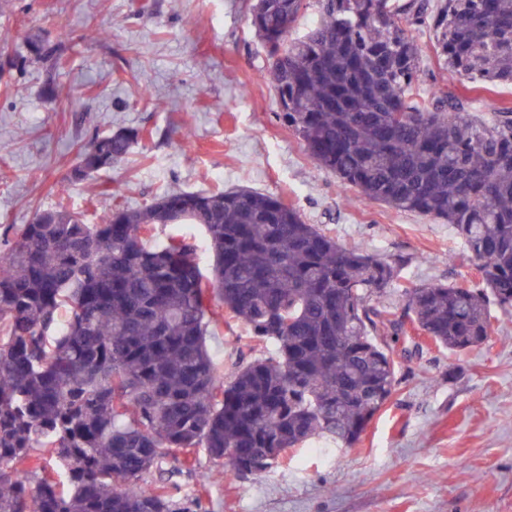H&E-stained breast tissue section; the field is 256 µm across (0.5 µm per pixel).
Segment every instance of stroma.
<instances>
[{"label": "stroma", "mask_w": 512, "mask_h": 512, "mask_svg": "<svg viewBox=\"0 0 512 512\" xmlns=\"http://www.w3.org/2000/svg\"><path fill=\"white\" fill-rule=\"evenodd\" d=\"M251 0H0V224L29 223L36 210L136 208L168 189L250 188L283 197L343 246L404 259L403 279L474 280L475 262L447 225L379 203L346 201L278 117L267 55L248 21ZM107 39L83 41L87 22ZM72 38L52 69L31 59L29 38ZM428 83L465 99L472 115L511 103L512 85L481 92L440 68L429 33L413 32ZM67 99L52 103L56 86ZM149 86L153 99L136 90ZM121 128L152 131L112 171L68 176L78 148ZM208 347L219 375L265 353L246 326L225 318ZM398 384L353 446L312 439L259 478L226 473L204 449L171 458L153 480L201 493L209 512H512V317L487 342L451 354L416 332L399 337ZM206 485H199L200 474Z\"/></svg>", "instance_id": "1"}]
</instances>
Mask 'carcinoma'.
<instances>
[{"label":"carcinoma","instance_id":"cac0c4a2","mask_svg":"<svg viewBox=\"0 0 512 512\" xmlns=\"http://www.w3.org/2000/svg\"><path fill=\"white\" fill-rule=\"evenodd\" d=\"M305 6L249 7L278 116L341 191L452 228L477 280L409 282L404 314L440 349L481 347L495 311L512 315V106L480 121L454 95L424 94L410 29L429 26L443 68L488 92L512 84V0H317L293 38ZM30 43L33 61L62 65L58 45ZM147 135L93 136L69 180L112 170ZM183 224L203 229L209 272ZM4 234L0 512H207L149 476L198 448L260 477L315 437L352 446L395 391L376 335L404 323L370 301L403 263L339 245L277 196L169 190L97 224L38 210ZM226 313L273 346L228 382L207 347Z\"/></svg>","mask_w":512,"mask_h":512}]
</instances>
